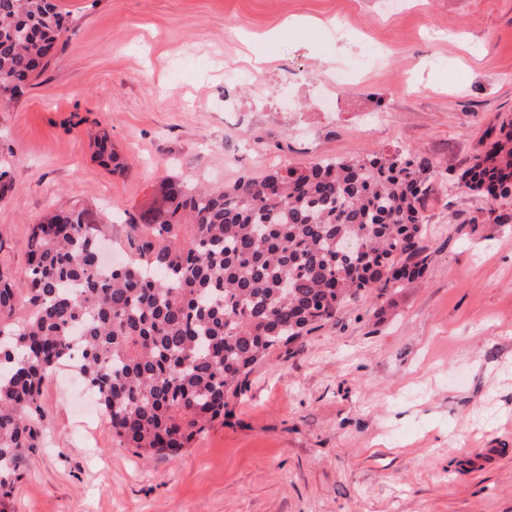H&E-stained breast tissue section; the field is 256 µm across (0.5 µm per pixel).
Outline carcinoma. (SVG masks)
Instances as JSON below:
<instances>
[{"label": "carcinoma", "mask_w": 512, "mask_h": 512, "mask_svg": "<svg viewBox=\"0 0 512 512\" xmlns=\"http://www.w3.org/2000/svg\"><path fill=\"white\" fill-rule=\"evenodd\" d=\"M70 25L57 0H0L1 102L46 69ZM93 140L100 163L124 171L109 135ZM439 175L432 156L404 149L219 187L170 181L125 215L128 260L105 274L93 214L52 207L26 240L25 318L0 279V504L38 447L43 387L71 359L72 336L118 444L174 455L224 415L269 350L422 273L423 210ZM453 187L512 201V117L497 141H478Z\"/></svg>", "instance_id": "obj_1"}]
</instances>
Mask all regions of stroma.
<instances>
[{
	"instance_id": "1",
	"label": "stroma",
	"mask_w": 512,
	"mask_h": 512,
	"mask_svg": "<svg viewBox=\"0 0 512 512\" xmlns=\"http://www.w3.org/2000/svg\"><path fill=\"white\" fill-rule=\"evenodd\" d=\"M386 3L59 0L71 37L0 103V278L17 288L29 229L58 200L96 214L121 253L113 216L148 208L167 178L221 185L412 148L444 180L424 274L270 352L176 455L118 446L54 376L9 512H512V202L446 187L512 115V0ZM348 59L361 72L346 109L318 112L314 83ZM379 104L389 123L363 132ZM100 129L124 173L95 157Z\"/></svg>"
}]
</instances>
